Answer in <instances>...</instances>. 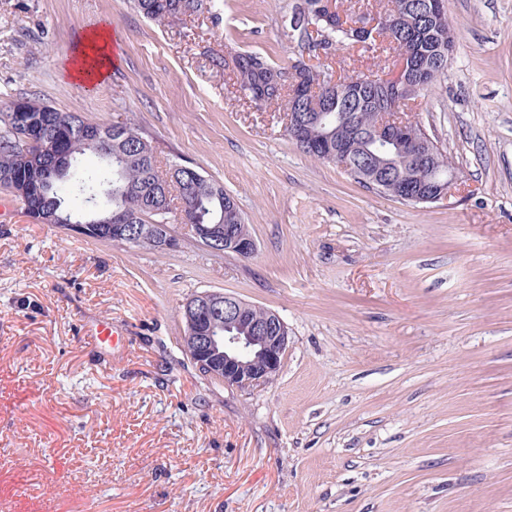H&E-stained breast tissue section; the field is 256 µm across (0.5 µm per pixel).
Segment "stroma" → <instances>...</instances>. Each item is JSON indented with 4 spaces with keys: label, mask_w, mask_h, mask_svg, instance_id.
Returning a JSON list of instances; mask_svg holds the SVG:
<instances>
[{
    "label": "stroma",
    "mask_w": 512,
    "mask_h": 512,
    "mask_svg": "<svg viewBox=\"0 0 512 512\" xmlns=\"http://www.w3.org/2000/svg\"><path fill=\"white\" fill-rule=\"evenodd\" d=\"M296 2L160 27L131 0H0V126L37 98L136 127L159 164L222 185L256 244L212 252L177 223L165 253L95 240L0 187V512H512V0H445L448 67L411 118L461 186L431 204L305 155L213 66H291ZM102 26L120 57L92 91L65 55ZM389 57L348 40L327 65L382 77ZM205 291L283 318L269 383L187 358ZM205 308L200 304L198 307L195 308V316L189 319V325H190V333L193 334V336L189 335V327L188 322L185 317V314L183 312V318L185 322V336L183 338L184 342V350L189 356V354H194L198 349H200V346L198 344V339L195 335H200L203 332H205L203 328V324L205 322ZM190 357V356H189Z\"/></svg>",
    "instance_id": "obj_1"
}]
</instances>
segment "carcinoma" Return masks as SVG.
<instances>
[{
  "label": "carcinoma",
  "mask_w": 512,
  "mask_h": 512,
  "mask_svg": "<svg viewBox=\"0 0 512 512\" xmlns=\"http://www.w3.org/2000/svg\"><path fill=\"white\" fill-rule=\"evenodd\" d=\"M133 6L145 18L161 26H170L192 16L210 11L208 0H132ZM405 21L393 30L389 48L409 54L413 71V91L421 93L428 87L420 86L418 73L423 68L441 72L436 66V55L441 40L448 37L447 14L432 12L433 0H397ZM319 0H299L287 20L300 51L318 57L317 45L309 39L306 28L298 17L299 9L313 12ZM363 15L344 14L343 26L324 29V57L331 56L336 46L352 38L349 25ZM234 85L242 97L256 107L285 102V112H303L309 118L310 135L316 143L336 144L341 140H356L360 146L356 157L349 160L353 170L349 174L367 187L389 196L365 167L370 151L372 133L381 120V113L391 112L388 95L381 79L367 82L353 94H336L334 84H350L362 75L336 76L329 69H318L298 61L288 71L278 68L249 53H242L233 68ZM24 106L31 117L40 121L36 140L47 142L59 134L65 135V149L70 162L60 168L50 151L34 154L35 148L19 144V127L7 123L0 131V186L13 189L18 180L35 185L27 196V211L45 218V223L66 227L73 218L92 222L87 237L112 240V225L105 223L109 209L125 211L131 225L125 234L135 237L134 246L160 252L149 229L155 222L169 219L161 212L163 200L156 192L158 178L153 163L155 156L150 143L138 129L128 125L93 123L73 112H62L39 100H26ZM93 128L100 134L91 139L82 134V127ZM454 167L448 156L436 151L428 161L416 164L403 160L401 154L391 152L382 161L378 176L382 180H397L413 189H421L437 181L448 179ZM112 189V198L103 200L88 210L76 204L80 196H95L101 188ZM169 200H179L189 217L197 224L207 226L224 221V210L234 199L224 193V187L205 176L198 168L177 164L175 178L168 185Z\"/></svg>",
  "instance_id": "cac0c4a2"
}]
</instances>
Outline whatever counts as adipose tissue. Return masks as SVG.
Masks as SVG:
<instances>
[{
  "instance_id": "adipose-tissue-1",
  "label": "adipose tissue",
  "mask_w": 512,
  "mask_h": 512,
  "mask_svg": "<svg viewBox=\"0 0 512 512\" xmlns=\"http://www.w3.org/2000/svg\"><path fill=\"white\" fill-rule=\"evenodd\" d=\"M112 37L104 28L85 34L68 59L67 75L87 89L101 87L112 70Z\"/></svg>"
}]
</instances>
